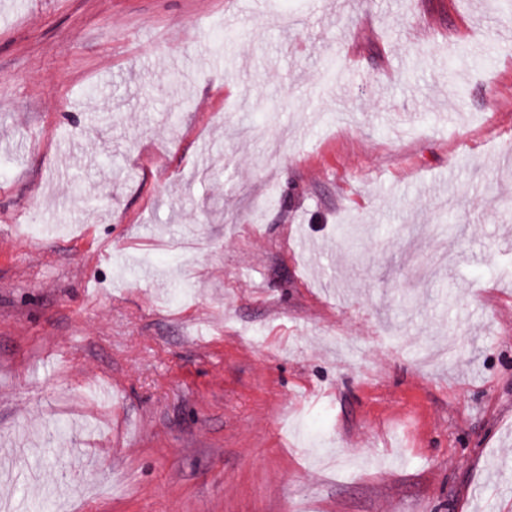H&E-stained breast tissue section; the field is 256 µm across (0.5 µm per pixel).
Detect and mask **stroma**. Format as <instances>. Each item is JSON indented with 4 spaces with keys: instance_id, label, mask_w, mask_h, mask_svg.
Segmentation results:
<instances>
[{
    "instance_id": "stroma-1",
    "label": "stroma",
    "mask_w": 512,
    "mask_h": 512,
    "mask_svg": "<svg viewBox=\"0 0 512 512\" xmlns=\"http://www.w3.org/2000/svg\"><path fill=\"white\" fill-rule=\"evenodd\" d=\"M2 140L1 497L512 512L497 0H0Z\"/></svg>"
}]
</instances>
